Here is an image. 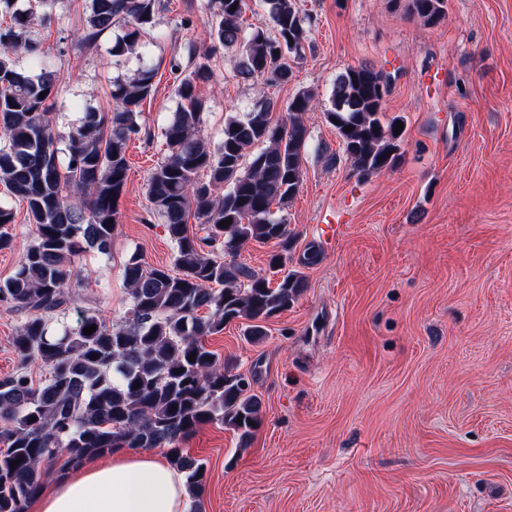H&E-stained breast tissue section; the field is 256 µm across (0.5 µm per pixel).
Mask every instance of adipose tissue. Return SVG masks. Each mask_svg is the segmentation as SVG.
Instances as JSON below:
<instances>
[{"mask_svg":"<svg viewBox=\"0 0 512 512\" xmlns=\"http://www.w3.org/2000/svg\"><path fill=\"white\" fill-rule=\"evenodd\" d=\"M34 512H193L184 477L145 450L74 467L37 501Z\"/></svg>","mask_w":512,"mask_h":512,"instance_id":"obj_1","label":"adipose tissue"}]
</instances>
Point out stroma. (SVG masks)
Segmentation results:
<instances>
[{"instance_id": "1", "label": "stroma", "mask_w": 512, "mask_h": 512, "mask_svg": "<svg viewBox=\"0 0 512 512\" xmlns=\"http://www.w3.org/2000/svg\"><path fill=\"white\" fill-rule=\"evenodd\" d=\"M297 4L312 19L311 48L291 82L263 88L212 46L205 0H161L153 27L165 40L142 37L119 59L110 49L124 23L78 45L88 0H15L35 15L27 38L61 74L50 110L59 150L81 106L108 110L113 82L154 71L127 146L111 254L76 261L66 319L93 307L123 320L132 253L174 266L175 245L146 194L166 152L161 130L180 103L172 62L209 58L213 75L198 94L211 143L227 115L260 96L283 107L309 90L325 105L347 67L384 69V110L405 129L397 166L359 176L322 111L307 113L303 180L281 213L297 233L289 268L311 242L322 259L263 342L248 343L241 320L205 339L250 378L263 424L245 448L219 424L185 442L207 466L201 512H512V0H448L447 20L433 27L406 18L395 0ZM9 203L14 239L0 251V281L34 238L26 203ZM335 213L345 222L324 240ZM25 319L0 303V377L19 364L12 341Z\"/></svg>"}]
</instances>
